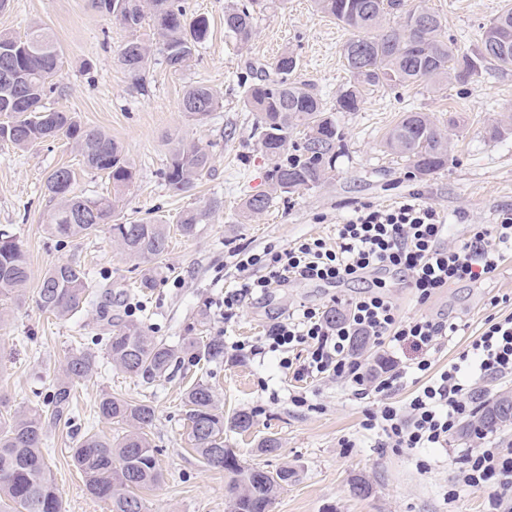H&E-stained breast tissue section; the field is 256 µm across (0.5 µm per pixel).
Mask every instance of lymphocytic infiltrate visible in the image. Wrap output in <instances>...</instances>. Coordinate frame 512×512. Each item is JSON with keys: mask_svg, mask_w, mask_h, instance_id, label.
Segmentation results:
<instances>
[{"mask_svg": "<svg viewBox=\"0 0 512 512\" xmlns=\"http://www.w3.org/2000/svg\"><path fill=\"white\" fill-rule=\"evenodd\" d=\"M449 226L419 195L392 207L363 205L336 227L335 245L305 238L280 251L246 253L238 266L237 288L224 297V317L232 319L240 301L263 295L275 284L318 282L336 285L377 271L407 275L417 303H427L443 288L459 281L476 282L495 273L505 250L512 249V209L495 223L479 224L466 241L448 246ZM342 319L331 322L319 307H302L265 334L269 350L281 352L282 368L296 378L328 374L357 398L380 397L362 426L382 433L391 448H446L461 423L475 416V386L485 378L512 375V315L488 316L485 328L454 363L433 369L430 352L462 326L444 316L402 318L389 297L373 292L343 300ZM357 336L383 347L379 371L369 375L351 352ZM306 347L307 356L293 364L291 350ZM410 349L414 362L401 365L399 350ZM419 385L403 404L390 402L391 392L407 376ZM477 446L460 457L462 488L486 495L492 512H500L512 493V448L490 445L477 434ZM461 488V489H462Z\"/></svg>", "mask_w": 512, "mask_h": 512, "instance_id": "obj_1", "label": "lymphocytic infiltrate"}]
</instances>
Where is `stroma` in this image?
<instances>
[{
	"label": "stroma",
	"mask_w": 512,
	"mask_h": 512,
	"mask_svg": "<svg viewBox=\"0 0 512 512\" xmlns=\"http://www.w3.org/2000/svg\"><path fill=\"white\" fill-rule=\"evenodd\" d=\"M420 1L442 16L446 38L469 55L507 2L407 0L411 5ZM227 3L183 0L188 14L208 18L209 39L179 71L153 54L142 95L132 90L118 61L127 30L101 14L92 0H13L0 13V31L21 36L41 26L61 50L58 89L45 99V107L74 113L87 127L107 132L135 162L136 178L119 204L118 221L155 217L171 226L153 287L139 289L145 265L113 248L107 232L61 241L47 230L56 202L45 181L53 170H79L75 191L91 198L111 196V180L84 171L77 149L63 138L29 150L0 146V227L19 237L29 269L28 300L7 303L0 318V394L13 410L43 406L75 337L95 342L110 322L137 323L174 345L214 337L226 346L222 360L196 364L185 359L151 381L104 362L96 376L80 383L73 424L48 426L45 437L46 462L62 493L63 512H109L87 492L70 458L77 432L118 434V426L97 414V401L106 391L148 402L156 411L149 437L163 480L143 491L146 512H228L226 474L206 465L187 435L183 393L199 381L212 388L225 416L241 410L254 416L248 432L225 431L226 447L264 470L287 465L298 470L297 481L279 492L271 512H490L481 493L461 491L453 501L445 497L458 488L456 460L472 448L473 438L457 437L450 447L416 453L382 447L377 435L361 426L366 410L377 407L376 397L356 398L332 377L296 380L280 367L279 353L253 356L233 347L255 344L301 305L358 297L380 281L404 317L443 313L464 319V333L434 354L439 371L479 336L488 315L512 314V254L488 278L451 284L423 305L413 301L402 276L391 273L335 288L298 282L276 286L265 297L244 302L228 321L218 304L241 276L238 250H281L309 237L335 244L337 225L365 203L388 206L419 194L451 224L452 246L470 225L494 223L501 210L512 208V134L492 140L487 130L512 123V69L488 64L465 84L451 79L372 88L360 111L336 115L340 153L326 181L284 196L263 215L245 221L241 204L249 195L269 191L272 163L257 146V116L243 105L242 81H256L261 66L288 51L300 61L299 79L313 83L328 104H335L349 79L342 49L350 33L317 13L312 0H262L255 35L241 46L224 33ZM199 82L223 102L200 122L180 110L185 89ZM407 112L428 113L449 133L448 163L433 174L420 175L411 161L383 146L386 132ZM183 138L209 146L213 167L212 176L189 195L171 192L160 176ZM214 200L218 208L209 209ZM192 207L207 209L208 215L197 235L186 238L175 223L182 210ZM71 259L87 269L95 290L86 312L59 320L38 310L31 295L54 264ZM294 394L305 395L308 406H295ZM267 439L276 440L277 448L261 449ZM355 478L369 483L366 497L352 494Z\"/></svg>",
	"instance_id": "obj_1"
}]
</instances>
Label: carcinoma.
<instances>
[{
	"label": "carcinoma",
	"mask_w": 512,
	"mask_h": 512,
	"mask_svg": "<svg viewBox=\"0 0 512 512\" xmlns=\"http://www.w3.org/2000/svg\"><path fill=\"white\" fill-rule=\"evenodd\" d=\"M230 3L224 7V34L241 45L255 32L253 5ZM318 11L351 32L343 48L349 82L330 109L312 84L298 79V60L284 52L258 81L244 86V106L257 113V143L273 161L271 189L248 197L242 204L245 218L266 212L283 194L322 185L336 162L337 112H357L366 93L384 85H411L448 77L464 83L485 63L512 67V6L506 5L490 23L481 46L462 57L442 36L440 16L422 7L405 8V0H314ZM101 13L131 32L119 50V61L132 79V88L145 91V72L152 61L151 47L137 35L147 23L161 45L165 64L174 70L189 65L207 40L209 21L188 16L180 0H94ZM396 15L400 24L388 25ZM60 51L54 38L41 28L25 37L0 32V142L27 149L51 138L64 137L78 150L84 170L112 179L113 198H88L74 192L76 172L59 167L47 177L45 187L56 207L47 224L61 239L97 236L108 228L112 245L141 263L159 260L169 247L167 225L150 219L116 222L120 196L136 178L134 163L108 133L89 128L70 112L47 111L43 100L56 87ZM181 110L203 120L221 107L204 83L189 86ZM385 146L414 162L427 175L448 162V136L424 112H407L388 131ZM212 174L209 150L195 141L181 139L172 149L161 177L177 194L192 192ZM207 211L189 208L177 219L181 235L197 234ZM28 261L20 240L0 229V301L19 300L28 285ZM92 283L86 269L73 261L54 265L44 275L36 293L37 306L60 319H71L90 303ZM109 363L125 373L146 380L164 374L183 355L208 362L224 358V342L211 339L190 342L176 349L135 323L116 324L100 337ZM98 355L78 344L65 358L51 399L45 406L3 414L0 412V512H62L61 491L50 476L43 453L46 425L71 423L74 389L98 370ZM98 415L124 426L117 437L88 432L71 448L73 466L93 497L107 503L109 512H145L139 492L162 479L156 451L146 429L155 420V409L145 402L129 401L104 393ZM188 437L194 451L230 480L231 512H269L284 485L298 472L282 467L272 473L243 465L235 452L224 447V413L208 385L197 383L184 395ZM251 413L241 410L229 428L248 431ZM512 426V393L495 394L482 401L478 427L493 434Z\"/></svg>",
	"instance_id": "cac0c4a2"
}]
</instances>
